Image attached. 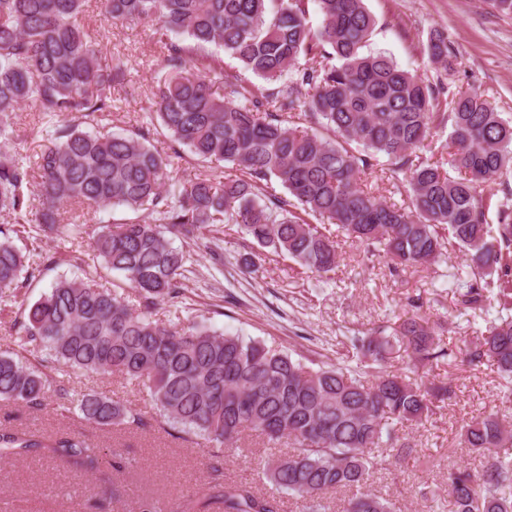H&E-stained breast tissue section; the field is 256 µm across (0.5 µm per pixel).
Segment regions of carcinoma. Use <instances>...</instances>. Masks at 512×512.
<instances>
[{"mask_svg":"<svg viewBox=\"0 0 512 512\" xmlns=\"http://www.w3.org/2000/svg\"><path fill=\"white\" fill-rule=\"evenodd\" d=\"M86 0H0V292L28 288L61 261L91 269L84 278L57 279L24 309L21 347L46 353V372L14 354H0V399L39 410L49 390L76 404L99 427L145 429L153 416L98 393H74L55 365L120 374L145 385L170 428L209 443L210 480L202 501L223 512H279V501L224 479V447L246 432L291 449L263 464L265 478L291 495L301 512H331L329 494L352 496L341 512H396L370 489L372 450L392 445L399 429L432 414L451 398V384L427 386L402 375L306 365L264 343L218 332L204 323L168 327L151 318L160 302L180 297L186 256L166 233L186 238L207 224H238L262 248L285 253L305 272L335 271L337 242L290 210L288 199L265 191L276 180L297 207L337 226L393 270L437 264L450 246L465 256L461 304L472 310L512 305V189H502L497 224L486 219L485 188L512 170V119L478 93L444 98L391 58L364 53L376 20L364 0H103L110 24L153 22L164 49L165 77L155 88L158 125L151 131L101 136L87 130L112 114V86L126 79L129 61L105 57L81 25ZM313 2L320 28L309 24ZM218 45L264 81L246 84L204 54ZM426 52L452 68L448 35L430 33ZM280 83L273 88L271 84ZM34 106L51 124L36 167L11 147L12 116ZM298 111L328 135L290 127ZM449 128L446 139L432 130ZM430 153L422 157L416 149ZM189 152L201 163L229 162L240 176L220 185L207 178L166 187L170 168ZM381 166L410 204L387 203L359 184ZM39 209L31 213V196ZM122 206L141 220L94 230L91 250L69 246L70 206ZM57 232L59 250L25 253L14 243L29 215ZM120 272L144 298L133 310L116 291L94 280L98 269ZM357 361L382 364L394 350L409 368L451 356L420 317L390 334L355 336ZM472 364L496 365L512 386V317H500L466 350ZM463 447L492 459L480 479L448 471L452 512H512V425L489 414L465 424ZM39 455L85 471L98 464L83 437L32 429H1L0 456Z\"/></svg>","mask_w":512,"mask_h":512,"instance_id":"cac0c4a2","label":"carcinoma"}]
</instances>
